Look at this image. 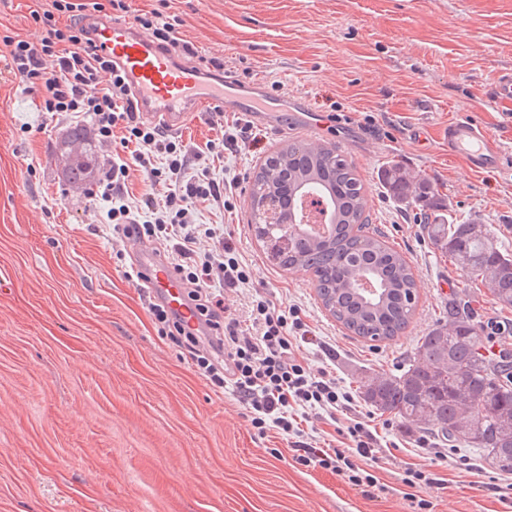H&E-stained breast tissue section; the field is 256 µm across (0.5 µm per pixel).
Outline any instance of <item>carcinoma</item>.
<instances>
[{
	"instance_id": "obj_1",
	"label": "carcinoma",
	"mask_w": 512,
	"mask_h": 512,
	"mask_svg": "<svg viewBox=\"0 0 512 512\" xmlns=\"http://www.w3.org/2000/svg\"><path fill=\"white\" fill-rule=\"evenodd\" d=\"M83 126H74L58 164L69 179H93L80 161ZM381 180L398 203L437 212V189L424 176L413 177L391 164ZM316 192L331 205L329 230L312 236L297 220L265 224L269 207L288 212L285 188ZM253 231L266 244L276 265L310 275L323 306L344 328L370 342L405 331L417 306V283L404 256L388 245L385 234L363 233L366 186L343 155L306 143L291 142L268 155L250 187ZM423 230L431 245L448 255L471 282H480L501 306L512 307V256L496 245L491 230L473 219L460 224L430 221ZM418 360L394 375H364L359 393L364 403L392 414L409 428L448 438L486 453L501 472L512 474V354H492L484 328L475 322L471 299L448 297V318L423 337Z\"/></svg>"
}]
</instances>
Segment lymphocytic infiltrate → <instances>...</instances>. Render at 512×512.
I'll return each instance as SVG.
<instances>
[{
    "instance_id": "1",
    "label": "lymphocytic infiltrate",
    "mask_w": 512,
    "mask_h": 512,
    "mask_svg": "<svg viewBox=\"0 0 512 512\" xmlns=\"http://www.w3.org/2000/svg\"><path fill=\"white\" fill-rule=\"evenodd\" d=\"M94 11H102L94 0ZM81 0H54L52 9L32 11L42 26L41 39L6 38L5 67L40 100L41 111L73 118L90 116L101 146L112 144L122 130L123 145L131 146L130 159L110 158L97 180L101 199L109 204L107 220L113 236L150 241L183 281L196 311L200 329L190 331L182 319L154 303L150 312L161 335L181 346L198 373L220 389H232L250 413L259 434L274 430L285 435L304 466L330 469L359 489H380L367 464L375 458L373 435L354 406L353 396L340 386L332 370L311 369L301 350L308 334L301 310L286 309L258 294L249 295L241 308H232L224 291L241 292L251 280V268L230 243L219 224H201L200 206L233 207V194L221 188L205 171L212 156L238 148L251 137L249 125H236L221 139L208 141L201 150L162 134L141 121L128 82L111 58L96 44ZM70 16L58 26L56 13ZM163 47H179L197 57L191 43L180 42L174 23L156 12L135 15ZM199 65L215 70L216 59L197 57ZM201 165L194 179L183 180L190 164ZM138 167L149 192L131 198L126 188L131 167ZM164 186L157 199L153 189ZM211 247H203V240ZM313 413L317 422L333 426L346 440L343 448L313 445L305 437L301 419Z\"/></svg>"
}]
</instances>
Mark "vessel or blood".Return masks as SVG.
I'll return each mask as SVG.
<instances>
[{"label":"vessel or blood","mask_w":512,"mask_h":512,"mask_svg":"<svg viewBox=\"0 0 512 512\" xmlns=\"http://www.w3.org/2000/svg\"><path fill=\"white\" fill-rule=\"evenodd\" d=\"M94 36L125 74L143 119L178 130L187 124L190 115L221 106L263 124L279 122L281 103L269 96L263 81L237 85L222 76L208 79L194 65L171 55L125 20L98 21ZM445 139L449 154L462 158L471 172L484 174L499 168V143L476 124L450 121ZM141 255L153 297L189 324H196L185 288L170 266L156 250L145 249Z\"/></svg>","instance_id":"b4317fda"}]
</instances>
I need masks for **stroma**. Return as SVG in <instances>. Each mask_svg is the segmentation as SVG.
<instances>
[{"instance_id":"1","label":"stroma","mask_w":512,"mask_h":512,"mask_svg":"<svg viewBox=\"0 0 512 512\" xmlns=\"http://www.w3.org/2000/svg\"><path fill=\"white\" fill-rule=\"evenodd\" d=\"M177 20L180 39L223 62L243 81L265 80L283 99L306 97L346 119L339 148L367 187L369 229L412 267L415 314L401 335L370 346L324 308L308 274L272 265L248 223L255 167L304 132L255 125L256 145L214 162L233 182L232 212L202 209L252 268L251 289L298 306L309 328L302 350L335 369L357 393L367 374H392L448 309L472 295L478 321H512L488 288L465 282L429 243L414 207L380 181L396 163L424 175L448 220L488 224L512 253V104L491 96L497 71L512 68V0H127ZM52 0H0V38L42 35L30 18ZM463 119L492 133L499 169L475 174L449 156L444 131ZM40 112L36 95L0 67V512H413L401 474L434 465L444 485L419 488L432 512H506L504 474L485 456L411 431L365 403L378 436L374 497L340 476L299 464L276 433L259 435L232 392L214 391L161 336L147 289L125 275L126 256L101 232L108 205L65 181L52 155L72 126ZM419 138H411V131ZM449 449L482 471L469 482L439 465Z\"/></svg>"}]
</instances>
